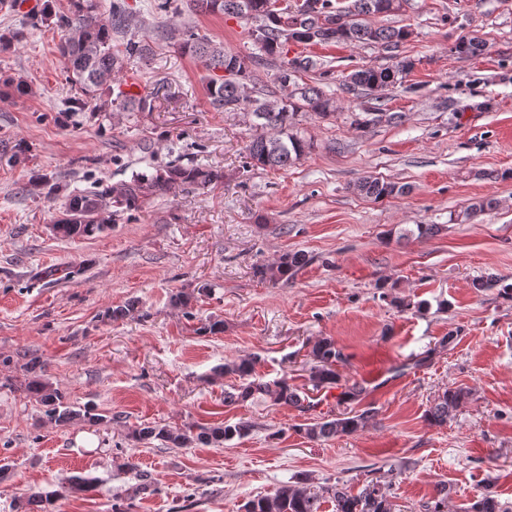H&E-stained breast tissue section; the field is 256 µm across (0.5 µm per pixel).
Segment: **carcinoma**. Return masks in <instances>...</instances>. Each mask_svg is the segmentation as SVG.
Here are the masks:
<instances>
[{
  "label": "carcinoma",
  "mask_w": 512,
  "mask_h": 512,
  "mask_svg": "<svg viewBox=\"0 0 512 512\" xmlns=\"http://www.w3.org/2000/svg\"><path fill=\"white\" fill-rule=\"evenodd\" d=\"M330 0H313L302 3L296 10L276 9L274 0H157L155 7L161 12L182 8L198 14L224 15L244 18L252 22L249 36L267 61H277L275 82L287 91L278 101L265 98V89L248 86L247 59L224 49L199 35L191 28L173 29L170 39L182 54L200 58L205 62L204 76L209 105L216 112L250 111L260 120L264 133L254 137L247 147V164L251 168L284 169L300 161L313 147V143L296 130V117L301 112H312L321 118L334 113V99L320 84L298 83V75L312 72L317 62L309 57L288 58V44H345L379 45L396 48L410 35L401 27L374 26L366 17L386 15L400 9L402 0H352L343 10L329 5ZM132 12L125 0H112V12L102 18L97 12V0H71L65 10L52 11L46 7L32 10L25 15L23 26L29 28L52 25L64 33L58 51L67 64V81L80 91L71 101L73 112H82L92 100L108 98L109 103L127 112H151L159 100L162 88L155 87L142 95H130L123 90V73L128 59L143 57L151 52L144 38L116 41L113 34L129 30ZM485 42L479 36L460 38L454 53L475 56L484 50ZM414 63L409 59L398 60L385 66H361L345 77L342 86L349 91L359 89L365 97L361 112L355 115V129L363 131L385 116L383 92L404 82ZM223 178V175L193 165L171 163L155 174L135 173L127 182L108 185L96 183L90 189L79 190L66 201L64 217L58 220L56 230L64 237L91 236L107 228L105 214L112 209L133 211L156 196H164L179 186H206ZM357 193L375 200L396 197L405 193L406 186L378 177L366 176L355 184ZM491 200H481L470 205L456 216L465 223L478 214L493 208ZM306 264L304 253L297 251L280 256L277 260L257 267V274L274 284L292 278ZM312 365L308 381L319 391L339 383L336 364L344 354L334 340L322 338L314 343L310 352ZM255 360L244 358L224 363L223 372L237 375L241 384L233 392L224 393V402L235 404L258 398H270L277 404L292 406L302 411L312 408L299 390L284 377L273 383L253 378ZM28 391L37 396L46 408V415L58 423H70L79 413L68 406L48 383L34 380ZM468 392L462 387H448L437 395L426 419L442 426L463 407ZM370 408L359 411L329 414L306 427L300 428L311 441H325L342 435L356 433L372 419ZM249 425L182 428L145 426L136 429L132 437L138 441L158 439L175 448L194 444L222 447L224 443L243 437ZM493 481L484 482L481 496L466 512H512V508L499 501L492 491ZM61 493L35 492L15 501V512H48ZM335 503V512H392V503L385 488L369 482L354 495L345 485L312 489L298 484H284L273 493L254 498L242 506V512H320L325 499Z\"/></svg>",
  "instance_id": "1"
}]
</instances>
